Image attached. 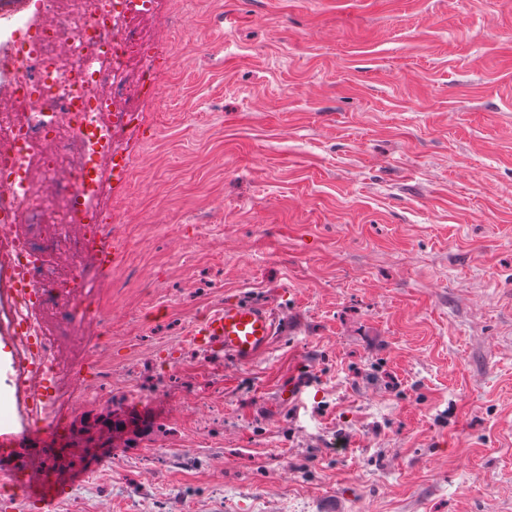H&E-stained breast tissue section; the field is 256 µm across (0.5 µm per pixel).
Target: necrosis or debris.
I'll use <instances>...</instances> for the list:
<instances>
[{"label":"necrosis or debris","instance_id":"4bbe7bcc","mask_svg":"<svg viewBox=\"0 0 512 512\" xmlns=\"http://www.w3.org/2000/svg\"><path fill=\"white\" fill-rule=\"evenodd\" d=\"M155 0H0L10 20L40 8L41 35L24 31L10 94L0 103V257L17 282L7 314L15 333L14 385L34 425L65 424L83 358L82 327L101 308L104 275L92 241L112 214L101 207L115 146L140 114L130 90L153 78L139 27ZM83 35L84 45L73 41ZM8 474L68 483L74 471L55 445L0 448Z\"/></svg>","mask_w":512,"mask_h":512}]
</instances>
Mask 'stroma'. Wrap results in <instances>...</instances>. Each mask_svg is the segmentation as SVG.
<instances>
[{
    "mask_svg": "<svg viewBox=\"0 0 512 512\" xmlns=\"http://www.w3.org/2000/svg\"><path fill=\"white\" fill-rule=\"evenodd\" d=\"M106 203L111 426L54 512H512V0H157ZM279 330L247 363L193 324ZM276 329L277 320L268 309L226 301L199 322L193 336L224 357L246 361L267 348Z\"/></svg>",
    "mask_w": 512,
    "mask_h": 512,
    "instance_id": "35a3bbf8",
    "label": "stroma"
}]
</instances>
